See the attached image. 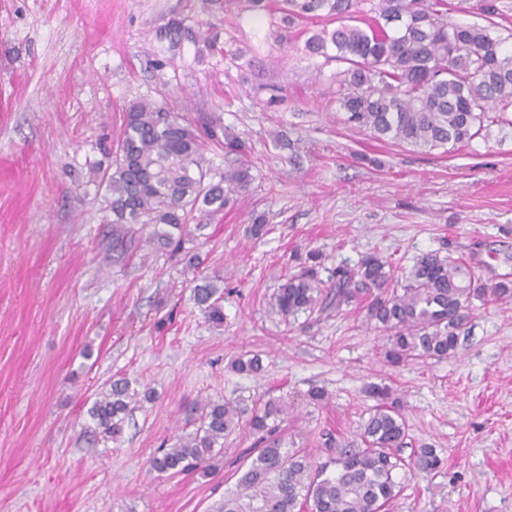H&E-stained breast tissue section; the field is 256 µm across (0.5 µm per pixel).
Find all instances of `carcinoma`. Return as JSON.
Wrapping results in <instances>:
<instances>
[{
  "instance_id": "carcinoma-1",
  "label": "carcinoma",
  "mask_w": 512,
  "mask_h": 512,
  "mask_svg": "<svg viewBox=\"0 0 512 512\" xmlns=\"http://www.w3.org/2000/svg\"><path fill=\"white\" fill-rule=\"evenodd\" d=\"M244 10L266 15L276 38L303 39V51L342 68L328 77L336 85L344 121L379 141L421 150L465 146L493 125H512V28L492 0L483 8L486 24L462 25L451 17L448 0H240ZM320 19L318 28L309 21ZM172 40L193 36L183 21L172 19ZM239 155L241 140L206 118L180 121L142 99L123 114L112 143V168L101 184L109 195L114 224H146L148 243L181 247L189 215H217L230 194L246 188L249 168L230 164L214 181L204 166L206 141ZM330 285L313 267L283 279L272 294L269 311L283 320L323 312L331 303L363 304L367 321L388 333L384 358L400 365L421 357L455 354L460 333L471 319L474 301H508L512 283L488 285L461 262L437 251L420 255L411 269L398 272L388 260L363 256L350 268L336 270ZM224 293L207 282L194 289V300L208 322L224 324ZM232 368L248 375L262 370L254 354L239 357ZM374 404L360 425V443L334 449L328 464H318L303 448H290L281 436L288 404L269 399L247 409L226 399L206 400L194 432L153 457V471L209 473L216 447L240 425L257 436L249 464L215 512H389L401 490V470L435 475L442 468L436 450L423 447L405 458L408 438L400 400L387 385L371 384ZM139 392L125 378L94 401L90 418L102 433L117 437Z\"/></svg>"
}]
</instances>
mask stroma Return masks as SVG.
Returning a JSON list of instances; mask_svg holds the SVG:
<instances>
[{"mask_svg":"<svg viewBox=\"0 0 512 512\" xmlns=\"http://www.w3.org/2000/svg\"><path fill=\"white\" fill-rule=\"evenodd\" d=\"M174 17L215 49L158 40ZM302 47L233 0H0V512H213L255 437L226 438L209 476L151 472L191 433L190 405L283 398L286 442L325 462L330 444L357 440L371 382L444 462L400 475L390 512H512V302L476 303L454 355L400 367L355 306L268 312L313 251L323 280L367 254L407 269L438 250L485 283L512 281V128L448 153L373 140L341 121L335 65ZM143 97L220 117L251 181L223 213L190 219L179 251L147 243L144 226L120 255L96 176L123 107ZM260 214L270 231L256 238ZM207 281L224 292L218 328L193 298ZM247 351L258 377L230 368ZM121 377L142 396L111 438L88 410ZM314 387L327 403L306 404Z\"/></svg>","mask_w":512,"mask_h":512,"instance_id":"1","label":"stroma"}]
</instances>
